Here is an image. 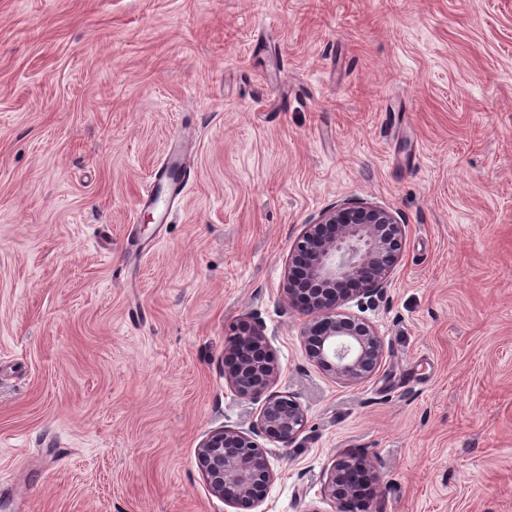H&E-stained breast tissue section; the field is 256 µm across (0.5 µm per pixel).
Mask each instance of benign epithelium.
Here are the masks:
<instances>
[{
  "instance_id": "obj_1",
  "label": "benign epithelium",
  "mask_w": 512,
  "mask_h": 512,
  "mask_svg": "<svg viewBox=\"0 0 512 512\" xmlns=\"http://www.w3.org/2000/svg\"><path fill=\"white\" fill-rule=\"evenodd\" d=\"M404 234L405 225L391 211L345 199L303 225L291 248L284 296L288 307L307 316L302 336L308 360L335 379L360 381L382 363L383 344L374 326L343 313L341 306L384 294L387 278L400 262ZM277 374L262 325L254 319L234 325L224 377L241 396L262 400L259 418L248 432L211 433L196 450L207 485L227 504L261 503L274 473L259 439L288 445L304 427L301 405L271 391ZM325 488L338 501L339 512H368L380 493L376 471L361 454L339 458Z\"/></svg>"
}]
</instances>
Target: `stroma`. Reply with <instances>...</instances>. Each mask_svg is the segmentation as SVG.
<instances>
[{
	"instance_id": "obj_1",
	"label": "stroma",
	"mask_w": 512,
	"mask_h": 512,
	"mask_svg": "<svg viewBox=\"0 0 512 512\" xmlns=\"http://www.w3.org/2000/svg\"><path fill=\"white\" fill-rule=\"evenodd\" d=\"M168 222L136 199L174 137ZM393 212L353 384L306 357L282 283L304 224ZM257 317L300 403L262 503L196 449L252 430L224 377ZM379 512H512V0H0V512H337L340 454ZM358 472H362L371 483V496L365 500L360 499L355 491ZM325 488L327 494L338 501L340 512H367L368 506L380 493L376 471L370 460L361 454L339 458L328 473Z\"/></svg>"
}]
</instances>
